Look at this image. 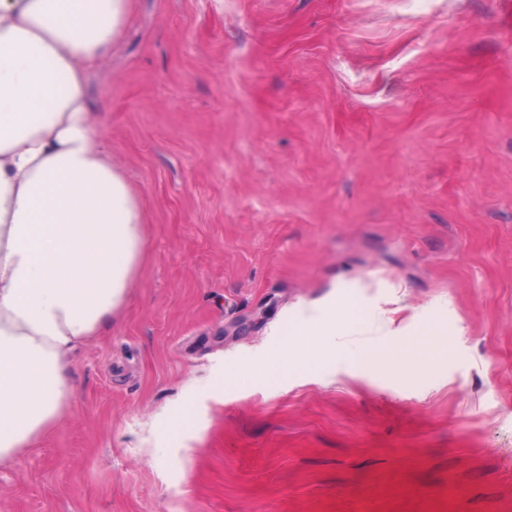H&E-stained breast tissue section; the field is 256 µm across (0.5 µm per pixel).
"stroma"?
<instances>
[{
    "label": "stroma",
    "mask_w": 512,
    "mask_h": 512,
    "mask_svg": "<svg viewBox=\"0 0 512 512\" xmlns=\"http://www.w3.org/2000/svg\"><path fill=\"white\" fill-rule=\"evenodd\" d=\"M88 97L141 256L0 512H512V0H132ZM366 321V312L355 299L343 302L328 301L319 305L303 307L295 318L294 329L291 336H304L306 346L314 347L316 353L312 359L304 354V348L295 344L280 347L278 353L271 360L255 361L252 373L266 377L274 368L284 367L288 364H311L331 367L338 363H345L358 369L370 364L372 356L366 353L354 355L350 352L336 349V346H323L318 344L319 336H336V331L355 327Z\"/></svg>",
    "instance_id": "1"
}]
</instances>
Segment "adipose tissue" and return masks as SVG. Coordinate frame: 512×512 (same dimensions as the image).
I'll use <instances>...</instances> for the list:
<instances>
[{
    "instance_id": "obj_1",
    "label": "adipose tissue",
    "mask_w": 512,
    "mask_h": 512,
    "mask_svg": "<svg viewBox=\"0 0 512 512\" xmlns=\"http://www.w3.org/2000/svg\"><path fill=\"white\" fill-rule=\"evenodd\" d=\"M129 0H0V464L63 418L74 350L125 300L142 210L97 129L87 78L119 41ZM366 320L354 299L302 308L286 344L254 362L370 364L318 344Z\"/></svg>"
}]
</instances>
